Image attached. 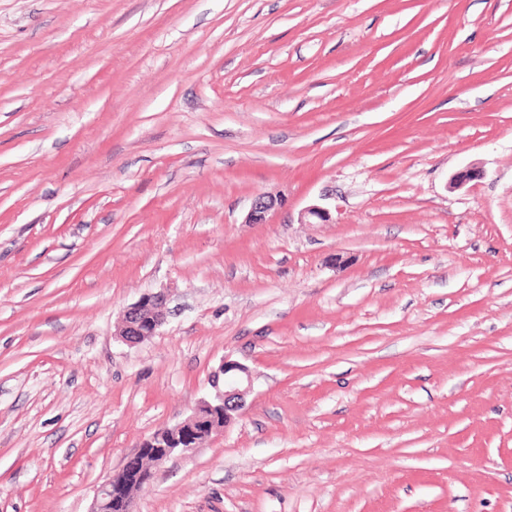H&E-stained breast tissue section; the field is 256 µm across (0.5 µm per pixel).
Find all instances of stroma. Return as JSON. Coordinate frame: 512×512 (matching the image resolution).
<instances>
[{
    "instance_id": "35a3bbf8",
    "label": "stroma",
    "mask_w": 512,
    "mask_h": 512,
    "mask_svg": "<svg viewBox=\"0 0 512 512\" xmlns=\"http://www.w3.org/2000/svg\"><path fill=\"white\" fill-rule=\"evenodd\" d=\"M226 358L136 512H512V0H0V512H90ZM165 321V295L162 293L144 294L124 311L118 334L127 344L136 345L154 336ZM210 386L212 395L202 399L188 418L146 438L136 452L124 458L116 473L102 480L96 488L90 512H112L113 502L120 500L132 506L135 488L151 480L154 467L177 453L186 454L197 447V443L186 446L189 430H201L205 441L213 434L225 431L243 408L245 395L253 387V379L245 365L226 358L211 375ZM146 452L154 458L147 469L142 459Z\"/></svg>"
}]
</instances>
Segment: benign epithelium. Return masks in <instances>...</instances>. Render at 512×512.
<instances>
[{
  "label": "benign epithelium",
  "mask_w": 512,
  "mask_h": 512,
  "mask_svg": "<svg viewBox=\"0 0 512 512\" xmlns=\"http://www.w3.org/2000/svg\"><path fill=\"white\" fill-rule=\"evenodd\" d=\"M277 200L270 196L255 198L246 216L250 224H262L275 208ZM304 224H327L330 214L319 206H309L300 214ZM166 321V297L148 293L124 311L118 335L129 345L139 344L154 336ZM212 395L201 400L184 421L146 438L138 450L127 455L120 469L107 475L97 486L91 512H112V504L123 500L133 504L135 488L150 480L153 468L177 453L186 454L196 448L187 444V432L201 431L204 439L225 430L244 406V398L253 387L249 369L234 360L223 359L211 375Z\"/></svg>",
  "instance_id": "1"
}]
</instances>
